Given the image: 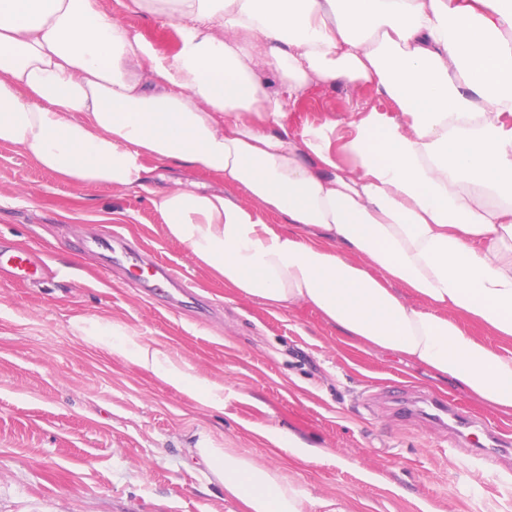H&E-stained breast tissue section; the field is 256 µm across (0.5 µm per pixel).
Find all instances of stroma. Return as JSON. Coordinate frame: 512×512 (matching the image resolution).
Here are the masks:
<instances>
[{
	"label": "stroma",
	"instance_id": "1",
	"mask_svg": "<svg viewBox=\"0 0 512 512\" xmlns=\"http://www.w3.org/2000/svg\"><path fill=\"white\" fill-rule=\"evenodd\" d=\"M103 10L166 51L162 20ZM368 85L316 84L289 112L299 127L377 102ZM120 232L189 283L146 298L120 266L78 243ZM0 243L40 252L19 282L0 272V512H245L191 454L231 448L277 470L307 512H512V479L448 450V432L398 417L395 396L429 392L512 433L485 407L405 358L375 351L311 308L242 298L166 235L145 192L57 180L0 147ZM99 317L136 333L192 376L222 387L215 409L113 354L74 324ZM292 437L277 442L273 430Z\"/></svg>",
	"mask_w": 512,
	"mask_h": 512
}]
</instances>
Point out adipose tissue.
I'll list each match as a JSON object with an SVG mask.
<instances>
[{
	"label": "adipose tissue",
	"mask_w": 512,
	"mask_h": 512,
	"mask_svg": "<svg viewBox=\"0 0 512 512\" xmlns=\"http://www.w3.org/2000/svg\"><path fill=\"white\" fill-rule=\"evenodd\" d=\"M127 8L175 26L176 50L100 0H0V146L64 182L145 191L168 237L244 298L309 306L345 336L512 409V355L454 318L512 337V0ZM316 81L374 85L396 109L290 128L289 107ZM154 161L224 186L158 183ZM76 329L223 406L222 389L111 322ZM194 454L248 512H305L278 471L230 448Z\"/></svg>",
	"instance_id": "1"
}]
</instances>
